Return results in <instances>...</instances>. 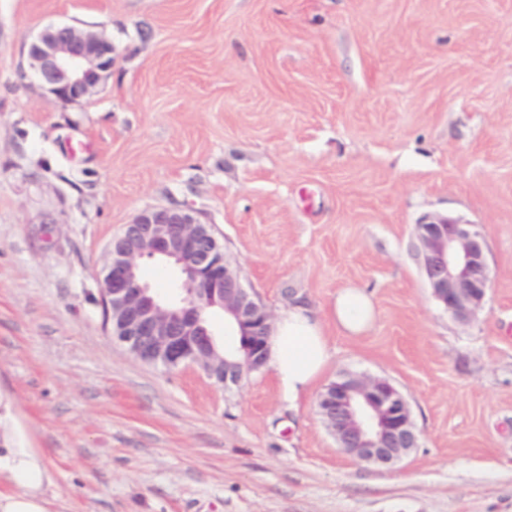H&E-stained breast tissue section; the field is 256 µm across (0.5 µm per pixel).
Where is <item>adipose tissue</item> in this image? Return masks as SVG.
<instances>
[{"mask_svg":"<svg viewBox=\"0 0 512 512\" xmlns=\"http://www.w3.org/2000/svg\"><path fill=\"white\" fill-rule=\"evenodd\" d=\"M375 315L362 289H341L331 306L339 334L354 338L366 331ZM332 351L321 322L307 305L292 304L282 312L271 339L269 361L290 399L305 395L324 374ZM10 411L0 401V512H51L48 492L56 472L38 448L20 446L8 425Z\"/></svg>","mask_w":512,"mask_h":512,"instance_id":"ef3b65f1","label":"adipose tissue"}]
</instances>
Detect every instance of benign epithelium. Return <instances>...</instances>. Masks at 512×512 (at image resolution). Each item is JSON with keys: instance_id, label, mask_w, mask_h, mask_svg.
<instances>
[{"instance_id": "1", "label": "benign epithelium", "mask_w": 512, "mask_h": 512, "mask_svg": "<svg viewBox=\"0 0 512 512\" xmlns=\"http://www.w3.org/2000/svg\"><path fill=\"white\" fill-rule=\"evenodd\" d=\"M33 78L63 104L90 96L112 71L106 37L62 23L45 28L30 45ZM414 257L438 304L461 322L482 309L490 287L486 241L474 224L447 219L415 225ZM165 260L176 273V295L161 298L142 281L146 260ZM105 324L141 361L202 366L218 384L238 385L268 366L274 314L246 287L210 225L188 207L142 211L107 249L101 288ZM224 311L240 348L219 352L205 316ZM319 411L340 447L378 466L418 447L407 402L387 379L346 374L330 383Z\"/></svg>"}]
</instances>
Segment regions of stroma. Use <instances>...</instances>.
Returning a JSON list of instances; mask_svg holds the SVG:
<instances>
[{
  "label": "stroma",
  "mask_w": 512,
  "mask_h": 512,
  "mask_svg": "<svg viewBox=\"0 0 512 512\" xmlns=\"http://www.w3.org/2000/svg\"><path fill=\"white\" fill-rule=\"evenodd\" d=\"M68 23L111 74L68 105L29 45ZM189 206L272 312L304 299L333 357L289 401L274 369L227 391L107 329L106 249ZM477 225L491 284L449 317L414 227ZM357 284L377 317L336 331ZM348 372L406 399L389 468L317 407ZM0 397L57 473L52 512H512V0H0ZM375 315L370 296L360 288H342L331 306V318L342 336L356 338L366 331Z\"/></svg>",
  "instance_id": "1"
}]
</instances>
